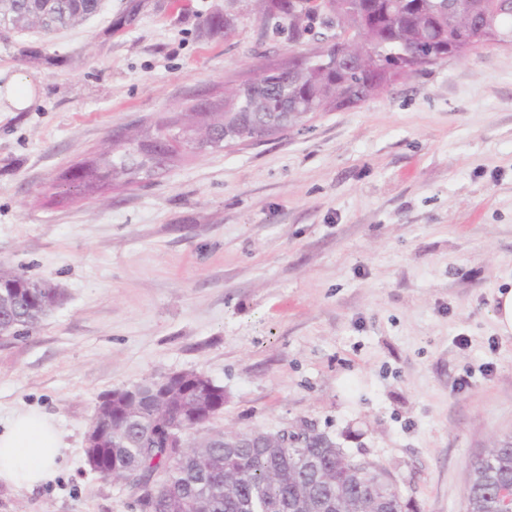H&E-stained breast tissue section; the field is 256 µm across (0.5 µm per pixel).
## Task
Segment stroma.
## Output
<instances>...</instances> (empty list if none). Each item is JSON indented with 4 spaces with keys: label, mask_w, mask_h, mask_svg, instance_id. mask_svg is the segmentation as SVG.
<instances>
[{
    "label": "stroma",
    "mask_w": 512,
    "mask_h": 512,
    "mask_svg": "<svg viewBox=\"0 0 512 512\" xmlns=\"http://www.w3.org/2000/svg\"><path fill=\"white\" fill-rule=\"evenodd\" d=\"M319 45L255 0H101L0 37V73L42 81L33 108L0 112V263L61 291L0 340V430L38 409L66 446L52 481L0 485V512H136L86 434L101 395L181 372L223 386L211 427L311 424L414 512H464L473 462L512 442V336L493 320L512 287V46L132 186L58 192L112 136ZM51 3L58 13L57 19L73 26L94 14L99 8L100 0H55Z\"/></svg>",
    "instance_id": "35a3bbf8"
}]
</instances>
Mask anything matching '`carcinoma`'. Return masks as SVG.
Listing matches in <instances>:
<instances>
[{
	"instance_id": "obj_1",
	"label": "carcinoma",
	"mask_w": 512,
	"mask_h": 512,
	"mask_svg": "<svg viewBox=\"0 0 512 512\" xmlns=\"http://www.w3.org/2000/svg\"><path fill=\"white\" fill-rule=\"evenodd\" d=\"M265 14L288 26V36L298 42L324 25L331 15L341 17L358 42L364 68L347 61L340 49L328 44L295 62L286 72L267 76L269 104L258 113L244 110L238 89L224 91V104L205 109L194 105L180 127L161 124L127 132L133 151L115 159L68 170L64 179L74 188L93 190L102 182L134 183L155 174L149 158L152 141L166 139L176 130L187 137L181 146H165L168 162L182 153L208 146L224 147V128H242L248 137L268 130L280 111L281 92L300 112H322L359 104L393 82L408 78L435 61L467 56L497 36L512 33V13L499 0H260ZM33 0H15L22 21L10 26L36 28L45 33L43 18L31 9ZM58 20L73 26L94 14L100 0H53ZM0 292L16 298L11 310H0V325L13 337L34 329L60 300L58 289L0 264ZM194 387L203 390L206 406L191 399L181 406L145 396L120 403L109 413L116 418L113 441L102 448V469L126 485L136 497L139 512H410L397 484L378 463L349 456L332 439L300 441L281 436L241 448L224 447V431L193 432L219 412L224 396L212 380L196 373ZM186 432L187 447L167 448L163 432L168 427ZM159 488L153 495L152 487ZM512 495V444L486 451L471 469L465 491V512H512L496 507L499 491Z\"/></svg>"
}]
</instances>
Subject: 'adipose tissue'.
<instances>
[{"instance_id":"adipose-tissue-1","label":"adipose tissue","mask_w":512,"mask_h":512,"mask_svg":"<svg viewBox=\"0 0 512 512\" xmlns=\"http://www.w3.org/2000/svg\"><path fill=\"white\" fill-rule=\"evenodd\" d=\"M33 77L17 73L0 83V112H24L37 102ZM65 444L52 418L37 410L18 413L0 432V483L25 489L55 476Z\"/></svg>"}]
</instances>
